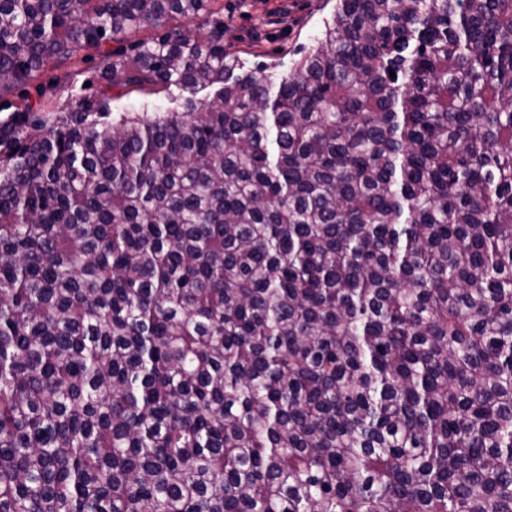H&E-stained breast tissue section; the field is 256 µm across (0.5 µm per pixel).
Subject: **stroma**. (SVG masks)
Segmentation results:
<instances>
[{"label":"stroma","instance_id":"1","mask_svg":"<svg viewBox=\"0 0 512 512\" xmlns=\"http://www.w3.org/2000/svg\"><path fill=\"white\" fill-rule=\"evenodd\" d=\"M224 46L246 67L266 66L273 82L294 71L315 44L335 0H218Z\"/></svg>","mask_w":512,"mask_h":512}]
</instances>
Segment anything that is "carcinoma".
I'll return each instance as SVG.
<instances>
[{
    "mask_svg": "<svg viewBox=\"0 0 512 512\" xmlns=\"http://www.w3.org/2000/svg\"><path fill=\"white\" fill-rule=\"evenodd\" d=\"M215 2L0 0V512H512V0ZM335 0H219L224 6V48L238 53L246 67L267 66L275 85L294 71L315 45ZM283 8L289 16L281 18ZM96 65L97 61L93 60L79 63L76 67L69 69L71 75L64 86L72 82L78 89L82 84L84 85L86 82H90V86L85 87V92L88 95L97 93L99 88L95 77ZM112 112L113 116H118L119 112H165L173 109L174 104L170 103L163 95H151L142 91H133L128 94L115 95L116 90L112 91Z\"/></svg>",
    "mask_w": 512,
    "mask_h": 512,
    "instance_id": "carcinoma-1",
    "label": "carcinoma"
}]
</instances>
